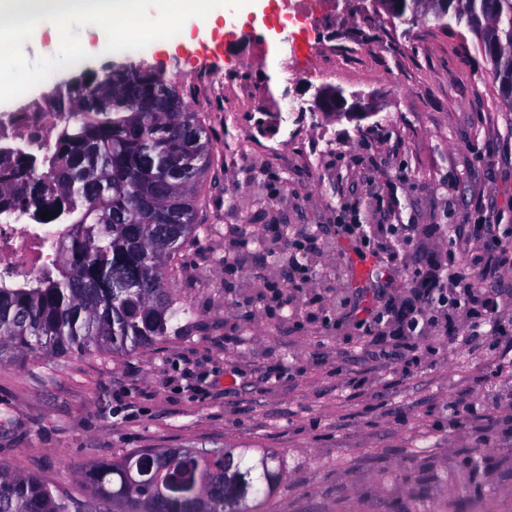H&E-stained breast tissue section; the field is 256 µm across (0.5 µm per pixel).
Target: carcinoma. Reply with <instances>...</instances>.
Here are the masks:
<instances>
[{
  "instance_id": "cac0c4a2",
  "label": "carcinoma",
  "mask_w": 512,
  "mask_h": 512,
  "mask_svg": "<svg viewBox=\"0 0 512 512\" xmlns=\"http://www.w3.org/2000/svg\"><path fill=\"white\" fill-rule=\"evenodd\" d=\"M440 22H465L512 109V0H445ZM44 110L77 112L36 154L0 138V224H61L46 238L48 265L32 279L0 278V359L42 361L119 354L178 336L190 323L169 288L177 256L195 242L213 166V139L162 72L111 64L44 97ZM57 212L45 219L40 213ZM137 449L82 474L105 512H261L283 466L264 450ZM0 512H87L36 476L0 468Z\"/></svg>"
}]
</instances>
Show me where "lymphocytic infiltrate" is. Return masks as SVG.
Segmentation results:
<instances>
[{
  "label": "lymphocytic infiltrate",
  "instance_id": "lymphocytic-infiltrate-1",
  "mask_svg": "<svg viewBox=\"0 0 512 512\" xmlns=\"http://www.w3.org/2000/svg\"><path fill=\"white\" fill-rule=\"evenodd\" d=\"M469 241L465 270L435 251L412 270L406 300L365 309L357 326L371 338L373 359L397 362L411 376L442 347H466L489 359L512 345V315L501 316L499 293L484 286L512 269V242L498 239L486 222L474 225Z\"/></svg>",
  "mask_w": 512,
  "mask_h": 512
}]
</instances>
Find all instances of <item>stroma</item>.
Returning a JSON list of instances; mask_svg holds the SVG:
<instances>
[{"mask_svg":"<svg viewBox=\"0 0 512 512\" xmlns=\"http://www.w3.org/2000/svg\"><path fill=\"white\" fill-rule=\"evenodd\" d=\"M288 0L246 16L225 8L215 27L192 26L169 46L132 51L164 72L203 113L221 188L204 228L179 256L172 286L190 306L187 335L129 351L63 358L41 384L22 356L0 360V467L32 474L62 496L81 475L141 448L268 449L283 477L265 512H512V452L490 450L481 495L453 492L448 464L475 442L453 431L442 407L476 398L485 363L458 349L429 355L419 372L370 358L337 296L366 307L383 271L368 250L340 238L345 207L360 224H412L425 247L386 272L388 294L407 269L446 247L456 225L493 217L512 239V112L499 102L489 62L466 25L442 31L379 20L369 0L332 9ZM83 64L56 71L0 117L39 101L82 68L122 61L98 54L83 29ZM333 86L372 99L374 115L312 112ZM245 231L241 265L228 269L224 228ZM301 234L316 265L300 302L263 287L277 239Z\"/></svg>","mask_w":512,"mask_h":512,"instance_id":"1","label":"stroma"}]
</instances>
